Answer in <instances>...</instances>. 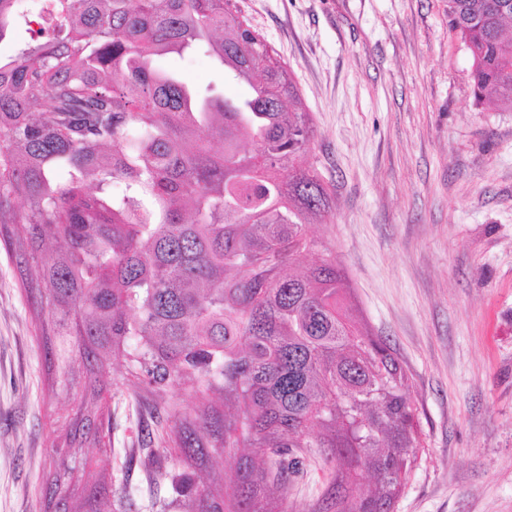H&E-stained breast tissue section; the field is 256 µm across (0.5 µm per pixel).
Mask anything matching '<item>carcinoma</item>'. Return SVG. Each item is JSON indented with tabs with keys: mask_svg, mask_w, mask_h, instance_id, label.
<instances>
[{
	"mask_svg": "<svg viewBox=\"0 0 512 512\" xmlns=\"http://www.w3.org/2000/svg\"><path fill=\"white\" fill-rule=\"evenodd\" d=\"M448 18L475 99L512 107V0H448ZM18 26L43 42L0 61V241L48 373L84 388L51 448L45 509L113 512L81 448L125 357L155 392L206 397L174 440L188 471L211 448L270 459L244 458L222 491L180 475L189 512H285L291 448L329 471L321 512H391L422 447L409 377L359 328L335 255L296 266L330 196L302 164L296 84L238 0H0V42ZM185 49L251 92L228 99L158 66Z\"/></svg>",
	"mask_w": 512,
	"mask_h": 512,
	"instance_id": "obj_1",
	"label": "carcinoma"
}]
</instances>
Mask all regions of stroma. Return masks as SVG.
<instances>
[{
    "label": "stroma",
    "mask_w": 512,
    "mask_h": 512,
    "mask_svg": "<svg viewBox=\"0 0 512 512\" xmlns=\"http://www.w3.org/2000/svg\"><path fill=\"white\" fill-rule=\"evenodd\" d=\"M239 4L312 118L303 163L334 218L308 235L341 261L357 321L390 344L416 400L423 446L393 512H512V108L475 100L448 0ZM158 63L229 98L248 92L201 54ZM110 376L93 469L116 491L130 481L140 502L174 499L170 482H147L142 450L180 473L175 423L201 393L157 397L123 357ZM79 391L50 385L32 299L0 246V512H43L50 448ZM327 486L321 460L302 456L287 512H313Z\"/></svg>",
    "instance_id": "35a3bbf8"
}]
</instances>
